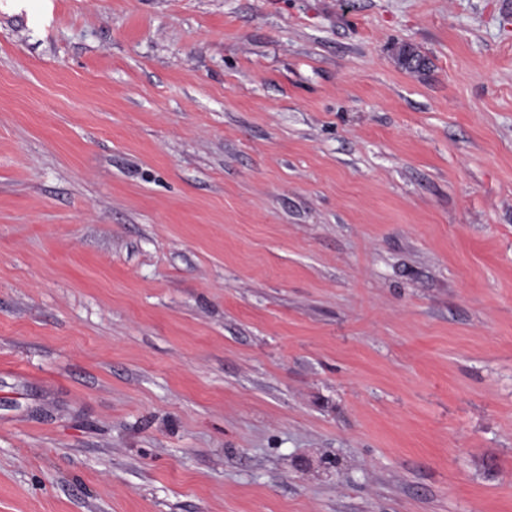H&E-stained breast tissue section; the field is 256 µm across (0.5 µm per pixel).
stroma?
<instances>
[{
  "mask_svg": "<svg viewBox=\"0 0 512 512\" xmlns=\"http://www.w3.org/2000/svg\"><path fill=\"white\" fill-rule=\"evenodd\" d=\"M51 3L0 9V512H512V0Z\"/></svg>",
  "mask_w": 512,
  "mask_h": 512,
  "instance_id": "obj_1",
  "label": "stroma"
}]
</instances>
